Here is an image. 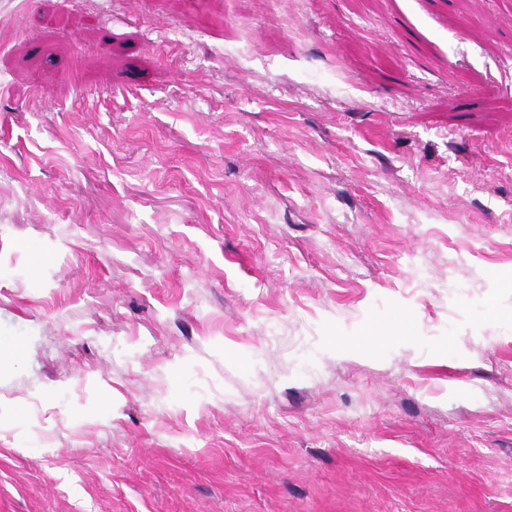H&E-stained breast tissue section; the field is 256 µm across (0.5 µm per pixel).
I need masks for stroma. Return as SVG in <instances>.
Returning <instances> with one entry per match:
<instances>
[{
    "label": "stroma",
    "mask_w": 512,
    "mask_h": 512,
    "mask_svg": "<svg viewBox=\"0 0 512 512\" xmlns=\"http://www.w3.org/2000/svg\"><path fill=\"white\" fill-rule=\"evenodd\" d=\"M0 86V512H512L507 0H0Z\"/></svg>",
    "instance_id": "stroma-1"
}]
</instances>
